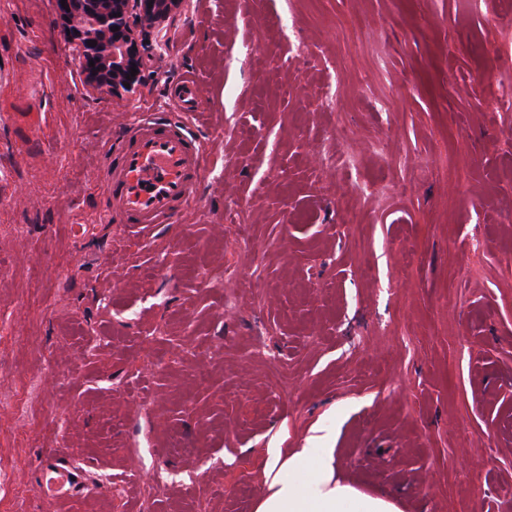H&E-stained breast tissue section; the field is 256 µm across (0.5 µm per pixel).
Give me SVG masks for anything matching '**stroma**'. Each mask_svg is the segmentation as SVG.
<instances>
[{
	"label": "stroma",
	"mask_w": 512,
	"mask_h": 512,
	"mask_svg": "<svg viewBox=\"0 0 512 512\" xmlns=\"http://www.w3.org/2000/svg\"><path fill=\"white\" fill-rule=\"evenodd\" d=\"M0 0V512H254L312 434L401 512H512V0H185L133 98ZM203 87L176 223L111 220L115 129ZM375 186L356 195L353 183ZM64 463V455L56 448L49 449L43 461L48 495L56 503L73 498L83 489L81 475Z\"/></svg>",
	"instance_id": "stroma-1"
}]
</instances>
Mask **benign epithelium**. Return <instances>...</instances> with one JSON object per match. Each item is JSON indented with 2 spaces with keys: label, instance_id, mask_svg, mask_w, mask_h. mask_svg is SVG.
<instances>
[{
  "label": "benign epithelium",
  "instance_id": "obj_1",
  "mask_svg": "<svg viewBox=\"0 0 512 512\" xmlns=\"http://www.w3.org/2000/svg\"><path fill=\"white\" fill-rule=\"evenodd\" d=\"M183 0H65L79 34L70 51L87 76V90L117 99L129 98L142 86L139 65L147 26L174 17ZM97 45L91 47L88 41Z\"/></svg>",
  "mask_w": 512,
  "mask_h": 512
}]
</instances>
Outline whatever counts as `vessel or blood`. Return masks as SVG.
<instances>
[{
  "label": "vessel or blood",
  "mask_w": 512,
  "mask_h": 512,
  "mask_svg": "<svg viewBox=\"0 0 512 512\" xmlns=\"http://www.w3.org/2000/svg\"><path fill=\"white\" fill-rule=\"evenodd\" d=\"M201 96L196 77L184 75L171 91L176 112L151 113L126 125L118 149L104 152L105 192L115 223L172 224L197 202L207 160L186 118L197 112ZM42 471L56 502L73 498L83 488L80 474L66 465L58 449H49Z\"/></svg>",
  "instance_id": "1"
}]
</instances>
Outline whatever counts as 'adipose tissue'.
<instances>
[{
  "instance_id": "obj_1",
  "label": "adipose tissue",
  "mask_w": 512,
  "mask_h": 512,
  "mask_svg": "<svg viewBox=\"0 0 512 512\" xmlns=\"http://www.w3.org/2000/svg\"><path fill=\"white\" fill-rule=\"evenodd\" d=\"M263 473L267 491L255 512H400L390 498L340 478L335 449L314 442L292 450L266 449Z\"/></svg>"
}]
</instances>
